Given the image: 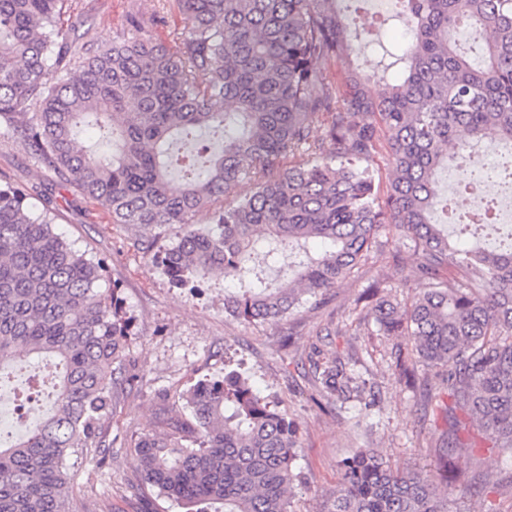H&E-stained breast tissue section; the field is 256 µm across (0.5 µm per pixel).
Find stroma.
<instances>
[{
	"label": "stroma",
	"mask_w": 512,
	"mask_h": 512,
	"mask_svg": "<svg viewBox=\"0 0 512 512\" xmlns=\"http://www.w3.org/2000/svg\"><path fill=\"white\" fill-rule=\"evenodd\" d=\"M130 15L139 18L140 28L126 26ZM79 18L97 46L111 43L120 31L129 38L144 31L169 43L183 28L170 0H67L64 22ZM0 180L27 189L36 211L44 195H52L55 232L89 255L107 257L101 286L117 290L131 320L122 385L102 422L105 445L67 462L77 512H186L143 487L134 443L143 433L163 435L170 422L189 418V388L223 378L232 363L256 393L277 402L296 430L303 484L295 491L292 512H322L341 463L364 448L392 469L435 472L445 425L425 393L438 391L439 379L423 367L402 375L396 357L410 349L408 337L384 335L362 320L361 297L370 283H380L381 297L401 303L422 288L408 241L381 234L367 263L324 304L306 301L282 319L249 324L224 311V296L236 290V280L215 275L197 292L171 287L155 254L177 243L182 225L135 230L113 223L95 202L59 186L23 141L1 129ZM317 360L336 361L365 382L374 396L371 410H361L358 387L319 408ZM470 436L477 444L455 455L452 474L479 478L481 491L464 501L451 498L449 512H487L492 506L512 512V467L479 441L478 431Z\"/></svg>",
	"instance_id": "stroma-1"
}]
</instances>
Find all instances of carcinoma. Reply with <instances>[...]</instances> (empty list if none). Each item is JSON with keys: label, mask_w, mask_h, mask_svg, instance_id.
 <instances>
[{"label": "carcinoma", "mask_w": 512, "mask_h": 512, "mask_svg": "<svg viewBox=\"0 0 512 512\" xmlns=\"http://www.w3.org/2000/svg\"><path fill=\"white\" fill-rule=\"evenodd\" d=\"M64 0H0V123L37 160L135 228L186 225L158 263L190 291L222 274L248 282L224 311L248 323L278 319L308 296L322 303L364 265L381 233L411 243L425 288L402 306L368 285L366 315L440 374L448 432L439 471L467 446L464 417L512 461V241L491 246L481 225L457 224L459 249L437 216L448 161L487 137L512 144V0H402L411 42L397 56L405 77L382 92L349 66L358 51L345 0H176L184 26L170 47L120 33L92 48L59 38ZM463 25L483 33L465 46ZM73 69L53 81L48 60ZM83 127L109 143L80 146ZM331 150H325V145ZM387 156L385 186L373 166ZM306 154L313 161L286 164ZM490 170H466L472 201ZM232 204L224 197L243 184ZM213 211V225L192 217ZM55 209L31 211L24 190L0 184V369L18 355L58 360L53 411L33 410L24 433L0 439V512H73L66 458L103 443L126 357L130 322L107 265L56 234ZM319 240L324 249L310 251ZM321 396L351 382L315 366ZM191 419L134 445L143 486L194 512H291L300 442L285 414L236 373L190 389ZM324 512H448V497L421 471H394L369 450L342 466Z\"/></svg>", "instance_id": "carcinoma-1"}]
</instances>
